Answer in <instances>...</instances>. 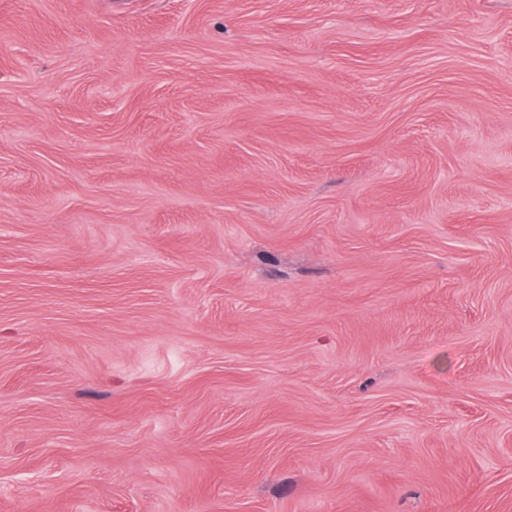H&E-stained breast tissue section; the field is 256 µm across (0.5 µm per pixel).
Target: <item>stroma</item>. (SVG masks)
<instances>
[{
  "mask_svg": "<svg viewBox=\"0 0 512 512\" xmlns=\"http://www.w3.org/2000/svg\"><path fill=\"white\" fill-rule=\"evenodd\" d=\"M0 512H512V0H0Z\"/></svg>",
  "mask_w": 512,
  "mask_h": 512,
  "instance_id": "35a3bbf8",
  "label": "stroma"
}]
</instances>
